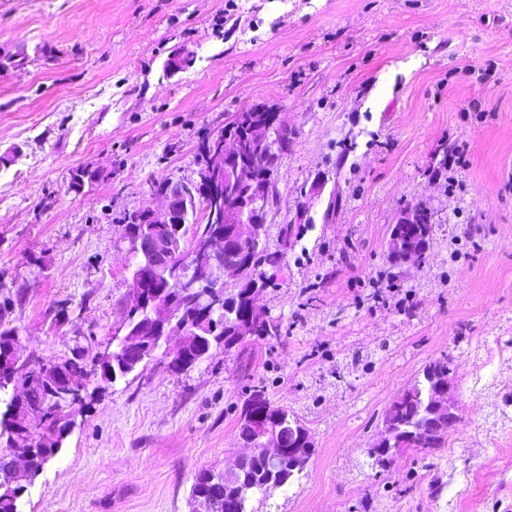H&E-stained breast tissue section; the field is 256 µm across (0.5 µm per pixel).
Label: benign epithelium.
Listing matches in <instances>:
<instances>
[{
  "label": "benign epithelium",
  "instance_id": "obj_1",
  "mask_svg": "<svg viewBox=\"0 0 512 512\" xmlns=\"http://www.w3.org/2000/svg\"><path fill=\"white\" fill-rule=\"evenodd\" d=\"M253 112H266L268 119L264 124V138L267 141L285 140L288 128L282 122L280 113L270 107H253ZM240 117L224 123L212 133L213 146L211 152L203 159H195L193 177L186 182L190 191L173 194L169 191H157L148 186L147 193L160 198L164 206L157 210L150 205L144 210L130 211V220L122 226L123 235L128 243V253L135 259L132 274V296L129 309L136 313L149 304L155 310L154 325L151 332L159 335L161 343H168L169 337L176 336V344L166 349L171 359L177 360L181 366L189 370L192 364L180 359L187 345L188 337L207 334V329L214 328V322L224 313V250L228 247L227 233L218 229L204 236H197L189 248L190 256L185 262L176 258L183 251L181 243L185 238V224L182 216L191 208L203 207L211 211V201L215 192L224 186L244 184L251 191L240 197L225 202L232 203L235 213L233 224L234 237L247 241L252 245L261 246L265 232V222L270 205V186L274 182L275 168L259 166V163L241 154L242 137L237 131ZM431 223L428 211L418 205L409 206L401 211L388 241V247L400 244L399 260L408 265L421 261L422 246L410 240V236H402L404 225ZM194 292L198 294V302L203 307L200 318L193 324L173 325L159 319L161 311L174 303V293ZM451 372L435 375L427 390V408L435 422L428 424L426 435L432 436L437 424L446 422L448 428L455 427L458 418L455 403L451 396ZM36 415L27 412L20 417L17 448L14 459L25 462L28 449L34 446L28 433V424ZM251 435L248 438L250 452L239 457L234 466L224 471L221 481L224 483V495L208 502V506L194 501V512H219L224 508L223 501L239 502L244 495V487L238 476L244 472L249 462L257 457L283 465L289 473H302L313 452V440L310 432L300 429L301 438L288 444L273 432V426L263 415L249 417ZM402 439L397 437L395 422L391 415H386L381 435L369 449V455L376 465L391 467L396 458L407 452L400 447Z\"/></svg>",
  "mask_w": 512,
  "mask_h": 512
}]
</instances>
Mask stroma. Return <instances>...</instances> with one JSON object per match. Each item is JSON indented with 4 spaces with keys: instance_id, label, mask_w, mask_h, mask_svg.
Listing matches in <instances>:
<instances>
[{
    "instance_id": "35a3bbf8",
    "label": "stroma",
    "mask_w": 512,
    "mask_h": 512,
    "mask_svg": "<svg viewBox=\"0 0 512 512\" xmlns=\"http://www.w3.org/2000/svg\"><path fill=\"white\" fill-rule=\"evenodd\" d=\"M17 51L24 68L0 73V287L28 356L111 342L131 290L119 218L192 177L216 118L268 105L291 133L260 300L282 341L181 375L160 350L94 390L20 512H190L195 475L243 454L253 389L315 446L258 512H512V0H0V54ZM178 53L191 63L167 73ZM448 150L463 163L438 170ZM81 167L96 176L75 195ZM417 204L427 256L393 265L391 226ZM443 356L447 444L375 468L386 410Z\"/></svg>"
}]
</instances>
